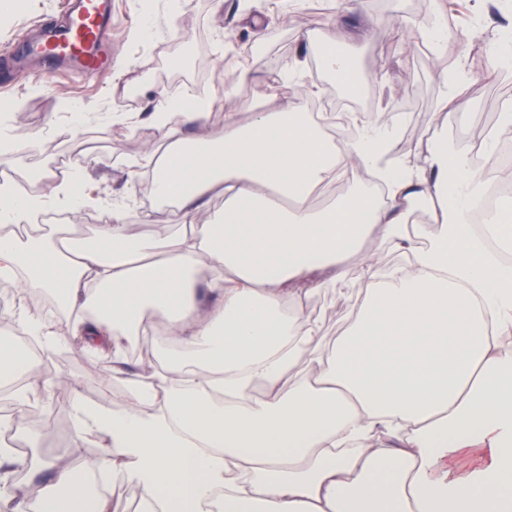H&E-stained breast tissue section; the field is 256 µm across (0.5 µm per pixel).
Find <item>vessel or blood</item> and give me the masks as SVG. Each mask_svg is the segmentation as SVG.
<instances>
[{
    "mask_svg": "<svg viewBox=\"0 0 512 512\" xmlns=\"http://www.w3.org/2000/svg\"><path fill=\"white\" fill-rule=\"evenodd\" d=\"M64 23L41 22L18 38L7 63L35 64L79 79L112 70V0H67Z\"/></svg>",
    "mask_w": 512,
    "mask_h": 512,
    "instance_id": "1",
    "label": "vessel or blood"
}]
</instances>
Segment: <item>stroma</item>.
Masks as SVG:
<instances>
[{"label": "stroma", "mask_w": 512, "mask_h": 512, "mask_svg": "<svg viewBox=\"0 0 512 512\" xmlns=\"http://www.w3.org/2000/svg\"><path fill=\"white\" fill-rule=\"evenodd\" d=\"M166 2L116 0L114 54L118 67L114 71L79 83L47 72L20 73L11 90L0 91V100L12 101L15 106L14 111H0V121L26 128L48 120L54 123L53 150L30 146L23 156L8 162V169L24 174L33 169L43 171L74 155L79 159L77 171L98 195L107 200L131 198L144 213L155 206L151 176L143 169L136 179H129L127 162L142 154L145 133L110 124L108 115L116 103L143 119L153 112L157 93L177 91L204 98L214 106L210 130L216 133L224 125L225 113H238L245 123L251 108L274 110L297 95L303 85L315 83L320 87L321 111L339 118L337 138L350 135L344 121L347 112L360 113L376 124L387 122L390 114H399L394 146L398 159L423 158L443 130L457 150L468 151L470 128L479 125L495 131L500 112L512 108V73L485 68L473 72L471 81L463 86L458 117L449 120L441 81L448 65L434 62L433 50L421 45L422 35L435 21V8L449 0H385L380 14L389 25L376 37L363 28L361 18L337 17L333 0H302L295 11H272L258 30L247 28L243 17L266 7V0H189L181 15L182 33L173 36L167 30ZM63 6L64 0H15L10 12L0 14V52L31 24L61 17ZM470 8L478 25H458L446 32L447 41L456 47L458 61L464 63L475 49L492 48L501 33L512 28V8L507 5L471 0ZM148 20L154 25L153 36L138 38L137 30ZM339 40L350 46L359 64L360 95L337 87L315 65L320 48ZM297 58L303 61L302 79L293 82L286 68ZM240 63L253 78L237 84L232 95H225L224 86ZM75 109L90 114L83 132L77 135L71 130L70 114ZM354 298L351 291L329 290L317 297L313 314L325 342H332L349 326ZM69 353V348H60L41 368L43 377L55 382L50 393L36 402L46 419L34 440L45 451L71 444L75 428L69 406L71 386H78L86 401L103 400L116 410L126 401L121 384L102 385L98 361L76 360Z\"/></svg>", "instance_id": "35a3bbf8"}]
</instances>
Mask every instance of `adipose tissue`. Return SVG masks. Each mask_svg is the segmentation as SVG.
Here are the masks:
<instances>
[{
	"label": "adipose tissue",
	"mask_w": 512,
	"mask_h": 512,
	"mask_svg": "<svg viewBox=\"0 0 512 512\" xmlns=\"http://www.w3.org/2000/svg\"><path fill=\"white\" fill-rule=\"evenodd\" d=\"M318 86L224 115L201 135L212 104L162 97L130 177L148 169L160 210L181 232L145 238L130 200L88 224L71 247L32 223L40 211L94 204L72 176L49 193L0 184V278L48 293L75 316L0 312V387L18 407L44 396L36 357L60 341L124 383L123 409L86 402L69 456L23 458L0 448V512H115L128 486L140 512H512V224L475 227L474 204L501 170L474 169L440 133L423 165L392 160L388 130L351 113L359 134L337 140L333 116H307ZM370 181L327 208L314 191L356 171ZM221 210H211L214 198ZM439 207L406 232L408 213ZM29 224L25 237L12 225ZM402 257L378 266L374 247ZM359 279L348 330L324 343L310 309L323 288ZM163 319L167 346L127 371L134 337ZM101 455L80 459L87 442ZM19 467L42 486L5 483ZM112 472L111 495L81 474Z\"/></svg>",
	"instance_id": "ef3b65f1"
}]
</instances>
